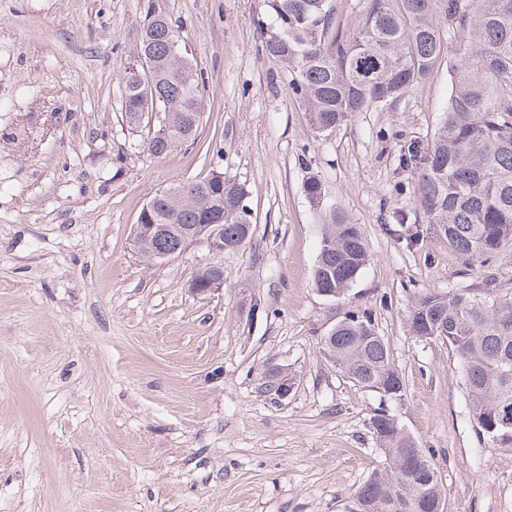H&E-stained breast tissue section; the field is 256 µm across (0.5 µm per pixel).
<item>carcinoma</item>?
Instances as JSON below:
<instances>
[{"label": "carcinoma", "instance_id": "carcinoma-1", "mask_svg": "<svg viewBox=\"0 0 512 512\" xmlns=\"http://www.w3.org/2000/svg\"><path fill=\"white\" fill-rule=\"evenodd\" d=\"M274 29L267 53L293 72V89L317 130H329L358 112L386 106L422 84L448 58V108L430 142L404 146L402 164L414 174L415 210L435 237L467 260L512 243V0H366L356 29L337 24V0H268ZM167 17L148 19L124 77L121 110L127 125L159 107L175 127L185 113L204 111L205 85L181 48ZM179 143L159 133L146 142L157 156ZM210 175L193 188L176 184L149 201V224L138 251L150 261L177 250L187 224L224 219V241L251 232L244 186ZM313 282L343 296L368 261L358 224L336 212L325 220ZM410 328L448 345L465 373L473 422L484 435L512 444V296L496 288H450L418 295ZM321 350L355 385L378 387L399 399L404 380L390 359L371 315L347 311ZM371 430L384 453L383 469L355 493L348 512H435L442 500L432 454L381 409Z\"/></svg>", "mask_w": 512, "mask_h": 512}]
</instances>
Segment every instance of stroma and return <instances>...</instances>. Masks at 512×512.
Instances as JSON below:
<instances>
[{"instance_id":"1","label":"stroma","mask_w":512,"mask_h":512,"mask_svg":"<svg viewBox=\"0 0 512 512\" xmlns=\"http://www.w3.org/2000/svg\"><path fill=\"white\" fill-rule=\"evenodd\" d=\"M150 0H0V512H345L384 462L377 392L320 354L348 310L371 313L405 382L385 403L433 454L443 512H512V445L480 436L448 346L413 336L421 292L512 291V243L467 261L414 223L399 167L448 102V66L396 102L316 132L267 54V0H159L206 83L194 143L152 155L161 116L121 110ZM224 172L249 191L253 234L224 286L189 284L201 246L147 261L143 206ZM322 208L360 225L369 259L343 298L313 284ZM294 375L263 392L269 367Z\"/></svg>"}]
</instances>
